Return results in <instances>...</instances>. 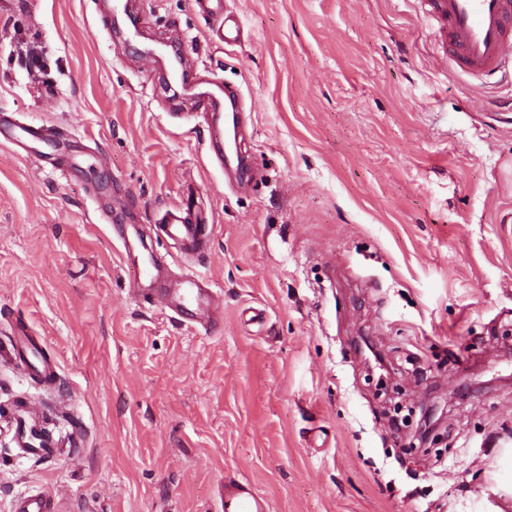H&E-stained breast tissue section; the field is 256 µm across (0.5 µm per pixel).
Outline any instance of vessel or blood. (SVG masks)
Returning <instances> with one entry per match:
<instances>
[{"label": "vessel or blood", "mask_w": 512, "mask_h": 512, "mask_svg": "<svg viewBox=\"0 0 512 512\" xmlns=\"http://www.w3.org/2000/svg\"><path fill=\"white\" fill-rule=\"evenodd\" d=\"M436 32L447 45L445 59L456 72L480 77L512 69V0H430ZM0 135L12 144L49 143L53 135L36 125L1 127ZM171 239L200 243L203 229L185 223L179 211H170L162 226ZM136 284L144 296L163 303L175 314L195 313L200 320H210L219 310L216 294L205 278L186 275L179 287L162 288L152 260L134 269ZM222 512H268L266 499L247 482L221 485ZM52 502L41 494H23L13 504V512H52Z\"/></svg>", "instance_id": "1"}]
</instances>
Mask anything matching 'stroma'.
Wrapping results in <instances>:
<instances>
[{
    "mask_svg": "<svg viewBox=\"0 0 512 512\" xmlns=\"http://www.w3.org/2000/svg\"><path fill=\"white\" fill-rule=\"evenodd\" d=\"M0 0V512H512V83L440 61L425 0ZM189 71L240 88L229 188ZM203 225L183 258L152 233ZM216 327L139 296L122 240ZM53 376L23 371L21 332ZM50 433L21 455L15 418ZM0 135L6 137L12 144L26 146L27 142L52 143L54 135L42 126L14 125L5 127L1 124ZM163 232L171 239L199 244L203 232L200 224H186L180 215V210L169 211L165 224H162ZM222 512H267L268 502L249 482L221 484ZM52 502L41 494H23L13 504L14 512H51Z\"/></svg>",
    "mask_w": 512,
    "mask_h": 512,
    "instance_id": "35a3bbf8",
    "label": "stroma"
}]
</instances>
